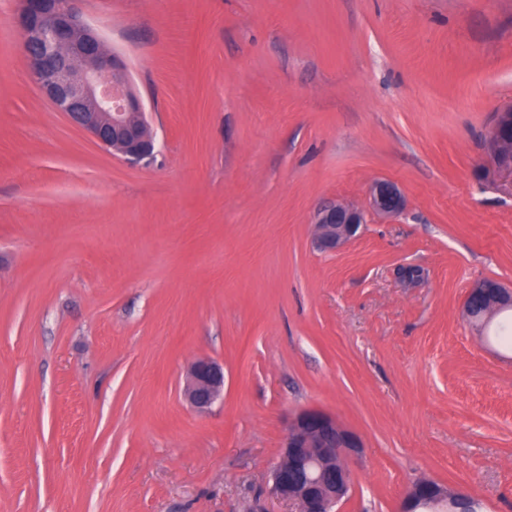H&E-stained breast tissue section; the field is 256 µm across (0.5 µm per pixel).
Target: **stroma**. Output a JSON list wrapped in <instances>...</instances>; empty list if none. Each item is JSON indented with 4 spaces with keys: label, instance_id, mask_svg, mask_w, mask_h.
Returning <instances> with one entry per match:
<instances>
[{
    "label": "stroma",
    "instance_id": "obj_1",
    "mask_svg": "<svg viewBox=\"0 0 512 512\" xmlns=\"http://www.w3.org/2000/svg\"><path fill=\"white\" fill-rule=\"evenodd\" d=\"M0 0V512H297L290 420L361 442L338 512L433 480L512 512V349L464 317L512 287V0H79L128 64L150 158L113 155L29 73ZM387 179L405 209L367 210ZM336 200L367 222L314 241ZM420 269L414 284L400 268ZM224 366L208 410L187 372ZM505 123L509 128L512 126V106L497 114V118L489 138V155L491 159L492 171L496 175H505L512 181V158H504V147L509 145L510 141L502 138V131L505 129ZM365 212L361 209L328 201L314 214L317 229L316 246L325 251H335L356 236L361 224H365ZM473 295H481L486 300V307L480 315H475L470 310L469 301ZM506 310L512 311V290L504 288L495 280L483 281L471 288L464 304L465 314L470 320L483 318L487 321Z\"/></svg>",
    "mask_w": 512,
    "mask_h": 512
}]
</instances>
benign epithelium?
<instances>
[{
  "label": "benign epithelium",
  "mask_w": 512,
  "mask_h": 512,
  "mask_svg": "<svg viewBox=\"0 0 512 512\" xmlns=\"http://www.w3.org/2000/svg\"><path fill=\"white\" fill-rule=\"evenodd\" d=\"M19 26L31 77L40 92L74 126L98 144L128 160H141L153 151L143 100L132 90L128 67L105 49L99 34L85 20L75 0H21ZM512 126V107L497 114L489 138L492 171L512 178V158H504L505 125ZM370 208L385 216L403 211L399 187L379 180L370 189ZM316 246L335 251L356 236L365 223L361 209L328 201L314 214ZM481 295L480 315L464 304L468 318L489 320L512 311V290L497 281L480 282L468 296ZM224 390V367L201 359L191 368L184 395L198 409L208 408ZM361 448L358 437L336 417L318 409L295 415L281 444L272 471V494L297 506L298 512H334L352 486L349 456ZM458 503L478 512V503L462 491L434 481L416 482L404 496L400 512H445Z\"/></svg>",
  "instance_id": "7a95c632"
}]
</instances>
